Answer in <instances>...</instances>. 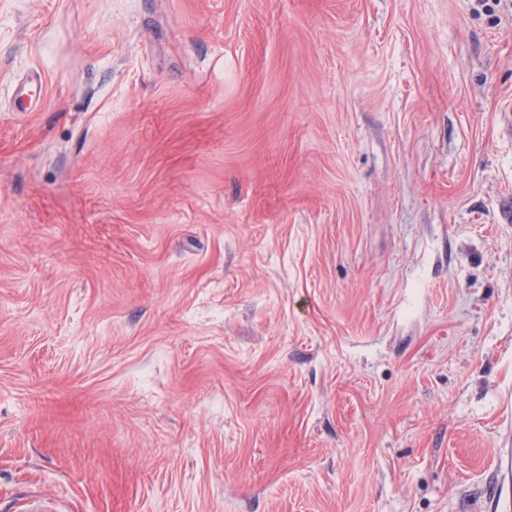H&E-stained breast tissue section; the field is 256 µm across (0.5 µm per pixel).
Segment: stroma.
<instances>
[{
    "label": "stroma",
    "mask_w": 512,
    "mask_h": 512,
    "mask_svg": "<svg viewBox=\"0 0 512 512\" xmlns=\"http://www.w3.org/2000/svg\"><path fill=\"white\" fill-rule=\"evenodd\" d=\"M506 448L512 0H0V512H495Z\"/></svg>",
    "instance_id": "obj_1"
}]
</instances>
